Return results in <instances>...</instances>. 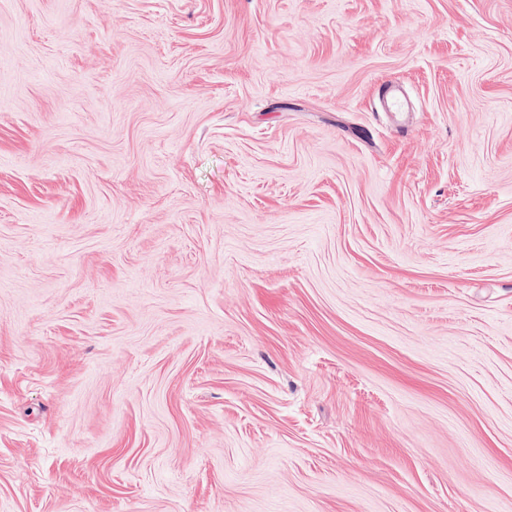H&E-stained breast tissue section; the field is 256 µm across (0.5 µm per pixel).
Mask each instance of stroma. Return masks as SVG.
Wrapping results in <instances>:
<instances>
[{"instance_id": "1", "label": "stroma", "mask_w": 512, "mask_h": 512, "mask_svg": "<svg viewBox=\"0 0 512 512\" xmlns=\"http://www.w3.org/2000/svg\"><path fill=\"white\" fill-rule=\"evenodd\" d=\"M0 512H512V0H0Z\"/></svg>"}]
</instances>
